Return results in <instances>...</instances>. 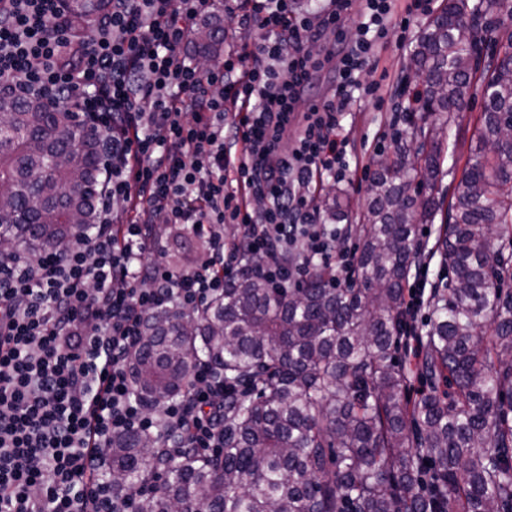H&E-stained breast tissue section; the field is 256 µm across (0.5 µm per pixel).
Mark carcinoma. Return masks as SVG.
Returning a JSON list of instances; mask_svg holds the SVG:
<instances>
[{
	"mask_svg": "<svg viewBox=\"0 0 512 512\" xmlns=\"http://www.w3.org/2000/svg\"><path fill=\"white\" fill-rule=\"evenodd\" d=\"M509 0H445L411 51L421 73L414 130L382 157L367 187L354 276L332 288L318 268L298 288L245 274L207 305L151 311L130 355L135 395L161 408L184 395L198 363L243 393L224 402V451L169 460L163 439L112 438V492L157 481L136 512H512V34L488 60L484 107L436 252L448 271L421 336L428 389L405 397L395 356L404 290L420 257L418 226L441 213L439 156L471 89L475 48L495 27L472 23ZM107 0H68L85 36ZM195 52L224 49V13L195 35ZM446 119L427 122L430 114ZM103 137L69 107L0 93V249L67 247L97 223ZM322 221L348 218L341 190L319 200ZM223 472V478L216 477Z\"/></svg>",
	"mask_w": 512,
	"mask_h": 512,
	"instance_id": "carcinoma-1",
	"label": "carcinoma"
}]
</instances>
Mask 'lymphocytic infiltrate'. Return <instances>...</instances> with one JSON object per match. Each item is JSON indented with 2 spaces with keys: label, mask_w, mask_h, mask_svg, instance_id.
<instances>
[{
  "label": "lymphocytic infiltrate",
  "mask_w": 512,
  "mask_h": 512,
  "mask_svg": "<svg viewBox=\"0 0 512 512\" xmlns=\"http://www.w3.org/2000/svg\"><path fill=\"white\" fill-rule=\"evenodd\" d=\"M219 3L110 0L79 42L66 0H0V91L81 112L105 137L107 164L87 238L0 253V512H135L148 487L115 496L101 463L127 431L163 438L176 460L223 449L229 392L211 365L161 411L132 393L129 356L154 308L202 306L248 270L290 288L329 267L341 288L356 265L316 196L350 168L352 100L381 90L364 73L390 29L407 30L431 0H329L311 14L300 0H236L249 37L203 69L183 46ZM327 66L332 94L307 103ZM161 223L195 240L202 260L145 261Z\"/></svg>",
  "instance_id": "f902f5d3"
}]
</instances>
